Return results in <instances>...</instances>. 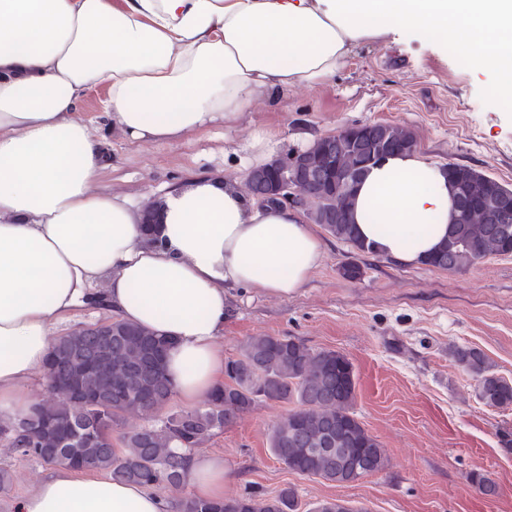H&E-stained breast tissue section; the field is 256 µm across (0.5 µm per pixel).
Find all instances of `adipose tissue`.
Listing matches in <instances>:
<instances>
[{"instance_id": "adipose-tissue-1", "label": "adipose tissue", "mask_w": 512, "mask_h": 512, "mask_svg": "<svg viewBox=\"0 0 512 512\" xmlns=\"http://www.w3.org/2000/svg\"><path fill=\"white\" fill-rule=\"evenodd\" d=\"M417 33L451 42L471 69L512 85V0H0V418L23 415L54 328L95 296L115 319L167 341L165 368L189 406L224 384L229 288L285 298L323 242L288 207L256 203L241 178L168 193L147 226L100 189L99 125L166 142L250 105L330 80L355 49ZM105 84L97 123L86 94ZM359 238L424 264L455 200L442 164L410 149L368 168L353 192ZM193 497L224 499V459L190 454ZM14 512H169L148 486L49 472Z\"/></svg>"}]
</instances>
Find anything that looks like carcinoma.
<instances>
[{
	"mask_svg": "<svg viewBox=\"0 0 512 512\" xmlns=\"http://www.w3.org/2000/svg\"><path fill=\"white\" fill-rule=\"evenodd\" d=\"M414 145L410 131L385 123L353 126L336 141V159L348 165L356 150L377 145ZM448 181L457 200V216L448 240L427 265L458 271L490 255L512 254V204L496 209V223H484L486 205L494 206L500 183L465 165L448 164ZM351 187L340 188L332 213H315V223L362 252L370 251L349 220ZM162 341L129 322L113 320L91 333L79 329L53 340L62 359L54 375H45V394L28 412L0 422V441L22 457L101 471L113 479L179 488L187 479V456L175 451L200 447L217 431L260 402L289 406L269 434L272 454L299 476H318L340 485L379 472L387 465L384 448L353 411L356 381L352 363L342 353L314 350L294 336L250 337L239 356L227 362L224 386L203 406L160 412L175 394L172 381L156 358ZM451 355L475 381L477 398L486 406L512 409V380L495 372L479 349L454 347ZM95 396L73 400L66 391L71 378ZM140 424L120 435L123 449L112 448V432L124 420ZM177 512H299L297 490L288 485L269 496L259 490L227 497L221 503L184 497ZM307 512H366L345 499H325Z\"/></svg>",
	"mask_w": 512,
	"mask_h": 512,
	"instance_id": "obj_1",
	"label": "carcinoma"
}]
</instances>
